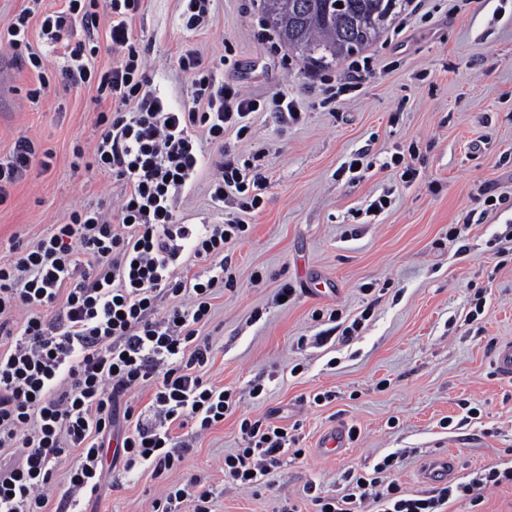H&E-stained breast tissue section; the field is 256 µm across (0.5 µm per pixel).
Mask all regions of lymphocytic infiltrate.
Here are the masks:
<instances>
[{
    "mask_svg": "<svg viewBox=\"0 0 512 512\" xmlns=\"http://www.w3.org/2000/svg\"><path fill=\"white\" fill-rule=\"evenodd\" d=\"M32 0L0 31V49L32 70L39 99L53 76L65 87L96 92L101 132L92 149L75 148L89 168L122 186L117 213L94 206L72 209L65 223L0 261V512H75V493L98 498L108 458L124 470L136 465L155 475L180 467L185 442L222 423L236 400L231 390L204 374L213 343L201 333L217 289L234 285L226 246L244 238L246 215L264 203L268 179L252 173L227 149L226 131L251 139L252 116L261 100L218 80L228 56L204 62L193 50L177 58L191 79L190 104L172 106L152 90L146 58L130 27L142 0H66L60 11L38 13ZM109 15L107 39L112 66L94 64L91 41L64 42L74 26L94 31ZM62 44L59 73L48 71L34 52L29 32ZM217 148L208 193L213 203L235 205L215 224H180L175 207L204 166V145ZM33 140L17 138L0 161V204L32 167ZM208 266L207 279L180 274L181 257ZM151 393L145 411L128 403L129 391ZM242 448L224 457L225 483L263 485L295 436L278 426L243 418ZM397 455L389 454L372 473L347 472L346 494L313 496L315 512H445L452 500L478 501L480 490L512 485V468L487 467L466 483L406 496L396 477ZM63 472L68 495L51 503L48 490ZM212 512V493L196 479L170 485L151 512Z\"/></svg>",
    "mask_w": 512,
    "mask_h": 512,
    "instance_id": "obj_1",
    "label": "lymphocytic infiltrate"
}]
</instances>
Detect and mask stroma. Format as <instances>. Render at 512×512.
<instances>
[{
	"mask_svg": "<svg viewBox=\"0 0 512 512\" xmlns=\"http://www.w3.org/2000/svg\"><path fill=\"white\" fill-rule=\"evenodd\" d=\"M185 0H144L132 21L142 40L153 87L174 105L191 101L180 50L212 60L231 49L224 79L245 94L285 91L304 121L283 125L259 112L255 135L231 149L261 151L269 178L263 208L249 218L248 236L228 247L235 285L213 301L205 331L214 355L207 377L236 392V413L201 438L179 470L107 472L98 500L81 512H149L154 499L193 475L213 492V512H314L312 495H342L347 469L371 471L384 456L400 458L397 479L409 495L427 491L422 466L447 454L454 482L484 466L512 467V383L493 370L492 350L512 340V0H408L381 36L365 48L367 70L349 58L328 59L334 83L357 91L331 106L300 51L262 41V0H214L208 26L185 30ZM36 76L14 65L0 112V159L25 136L54 158L30 169L0 204V258L66 222L81 206L116 207L121 186L87 171L74 154L98 135L89 89L50 85L39 100L27 90ZM417 143L420 175L406 183L387 163ZM367 168L341 167L354 153ZM203 167L181 196L178 223L212 224L224 213L207 192ZM497 207L449 241L452 225L479 208V189ZM386 195L381 214L369 204ZM261 283H254V276ZM290 282L299 295L276 299ZM331 294H324V287ZM484 312L472 313L474 296ZM357 324L352 339L332 330L329 314ZM260 397H252L253 385ZM332 401L314 404L319 392ZM479 408L477 417L468 408ZM267 418L295 430L305 455L285 456L267 485L224 483V456L238 448L239 417ZM340 422L355 428L346 451L321 456V432Z\"/></svg>",
	"mask_w": 512,
	"mask_h": 512,
	"instance_id": "obj_1",
	"label": "stroma"
}]
</instances>
